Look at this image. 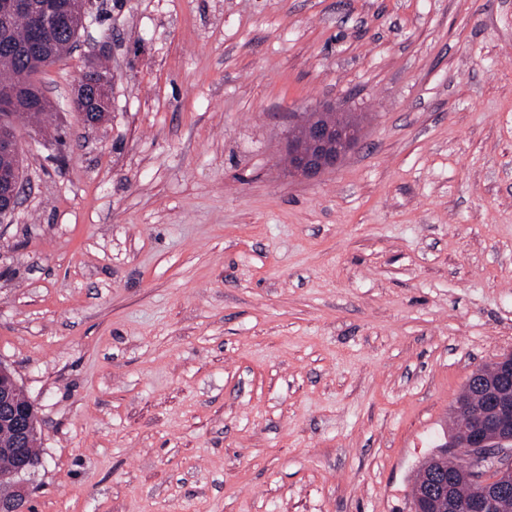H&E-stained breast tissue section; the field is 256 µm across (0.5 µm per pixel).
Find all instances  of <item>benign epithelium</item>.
Returning <instances> with one entry per match:
<instances>
[{"instance_id": "1", "label": "benign epithelium", "mask_w": 512, "mask_h": 512, "mask_svg": "<svg viewBox=\"0 0 512 512\" xmlns=\"http://www.w3.org/2000/svg\"><path fill=\"white\" fill-rule=\"evenodd\" d=\"M93 0H3L0 13L37 14L41 23L32 30L21 55L34 62L49 40L58 35L75 37L87 27ZM111 78L81 81L77 96L87 97L98 108H109ZM22 98L14 88L0 91V158L11 164L0 168V223L17 209L24 192L23 178L17 170L21 152L16 129L7 114L15 110ZM361 134L353 127L313 119L295 135L288 134L290 174L313 179L334 170L360 142ZM18 381L10 367L0 361V428L11 433V445L0 446V456L14 462L0 491V512H29L33 478L42 459L27 452L37 434L32 403H17ZM478 397L458 396L455 413L470 422L468 432L448 442L440 457L458 455L462 468L450 479H439L418 487L412 497V512H512V351L498 357L489 372L479 373ZM466 482L472 496L459 503L455 484Z\"/></svg>"}]
</instances>
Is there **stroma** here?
I'll list each match as a JSON object with an SVG mask.
<instances>
[{
	"label": "stroma",
	"instance_id": "35a3bbf8",
	"mask_svg": "<svg viewBox=\"0 0 512 512\" xmlns=\"http://www.w3.org/2000/svg\"><path fill=\"white\" fill-rule=\"evenodd\" d=\"M41 80L0 224L32 512H411L512 350V0H96ZM330 105L358 146L289 176ZM74 97H87L98 109L109 108L111 95V78L103 76L99 81H80Z\"/></svg>",
	"mask_w": 512,
	"mask_h": 512
}]
</instances>
